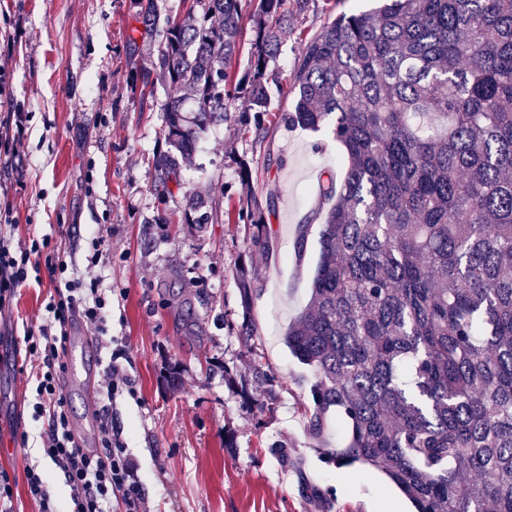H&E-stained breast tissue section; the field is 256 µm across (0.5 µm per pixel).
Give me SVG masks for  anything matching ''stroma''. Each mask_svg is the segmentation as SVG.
<instances>
[{
	"label": "stroma",
	"instance_id": "stroma-1",
	"mask_svg": "<svg viewBox=\"0 0 512 512\" xmlns=\"http://www.w3.org/2000/svg\"><path fill=\"white\" fill-rule=\"evenodd\" d=\"M323 0L293 22L279 64L291 70L300 32L328 19ZM0 35L13 37L7 95L26 115L22 155L0 157V216L15 241L49 239L54 252L92 274L111 292L108 339L76 323L69 339L89 337L90 385L65 388L74 431L97 445L108 418L138 464L144 512H413L380 473L336 467L322 451L341 445L328 425L310 437L303 406L313 374L289 352L288 323L305 305L317 261L309 241L295 257L298 224L314 217L319 185L339 170L343 148L328 129L289 125V84L272 91L263 138L245 114L210 127L183 168L186 185L161 191L155 163L167 149L158 91L142 107L131 74L157 51L159 31L138 22L133 0H0ZM252 163L241 186L237 159ZM208 194L213 221L184 218L185 193ZM273 202L271 247L257 253L253 290L256 332L239 331L242 307L236 268L250 229L228 221L229 195ZM106 244L88 266L89 242ZM49 283L15 288L0 309V471L15 478V512H39L25 484L42 471L57 504L67 495L62 473L44 459L25 395L17 350L44 321ZM134 393L107 397L110 356ZM262 362L267 380L256 379ZM288 450L287 462L272 452ZM322 489L301 491V482Z\"/></svg>",
	"mask_w": 512,
	"mask_h": 512
}]
</instances>
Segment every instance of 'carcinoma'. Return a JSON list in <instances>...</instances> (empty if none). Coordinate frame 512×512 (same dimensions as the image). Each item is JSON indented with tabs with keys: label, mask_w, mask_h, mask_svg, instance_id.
Returning <instances> with one entry per match:
<instances>
[{
	"label": "carcinoma",
	"mask_w": 512,
	"mask_h": 512,
	"mask_svg": "<svg viewBox=\"0 0 512 512\" xmlns=\"http://www.w3.org/2000/svg\"><path fill=\"white\" fill-rule=\"evenodd\" d=\"M189 2L131 76L144 106L160 84L194 102L189 117L183 96L164 104V187L214 123L250 112L265 133L284 34L311 0ZM134 4L154 29L156 0ZM290 84L284 121L330 127L346 157L321 183L318 261L284 336L314 374L309 433L336 416L344 445L324 456L382 473L416 512H512V0L341 12L304 40ZM186 201L187 223H211L202 193ZM267 209L235 211L250 253L269 249ZM254 275L241 263L245 336Z\"/></svg>",
	"instance_id": "cac0c4a2"
}]
</instances>
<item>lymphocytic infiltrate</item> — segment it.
I'll list each match as a JSON object with an SVG mask.
<instances>
[{"instance_id": "1", "label": "lymphocytic infiltrate", "mask_w": 512, "mask_h": 512, "mask_svg": "<svg viewBox=\"0 0 512 512\" xmlns=\"http://www.w3.org/2000/svg\"><path fill=\"white\" fill-rule=\"evenodd\" d=\"M48 242L13 244L7 225H0V306L7 295L25 284L31 273L46 270L53 291L46 305L48 319L38 330L28 331L25 357L33 385L32 418L40 422L43 454L59 469L69 489L68 512H112L120 501L122 512H143L144 493L137 479V465L120 437L102 426L98 445L83 447L75 436L61 388L63 356L75 320L105 331L108 300L96 281L67 278L68 263L47 253ZM44 263H37V256Z\"/></svg>"}]
</instances>
